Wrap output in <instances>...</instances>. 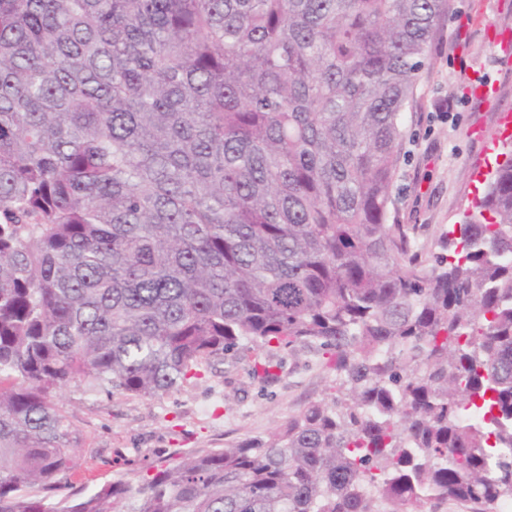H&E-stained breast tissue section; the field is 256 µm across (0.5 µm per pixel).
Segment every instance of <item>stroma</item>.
<instances>
[{"instance_id": "obj_1", "label": "stroma", "mask_w": 512, "mask_h": 512, "mask_svg": "<svg viewBox=\"0 0 512 512\" xmlns=\"http://www.w3.org/2000/svg\"><path fill=\"white\" fill-rule=\"evenodd\" d=\"M449 5L406 112L391 186L398 223L414 226L424 250L461 221L482 196L488 173L512 150V128L499 122L501 115L512 114V62L495 53L482 29L468 23L477 12L512 29V0H449ZM478 76L496 85L495 107L468 96V85ZM449 100L457 107L440 118ZM473 125L483 128L484 139L467 136ZM260 354L255 347L226 353L199 379L156 398L83 386L59 393L56 403L79 446L78 469L57 502L133 471L145 473L163 460L268 435L307 403L324 398L336 377L328 355L299 348L282 351L276 378L264 381L249 372Z\"/></svg>"}]
</instances>
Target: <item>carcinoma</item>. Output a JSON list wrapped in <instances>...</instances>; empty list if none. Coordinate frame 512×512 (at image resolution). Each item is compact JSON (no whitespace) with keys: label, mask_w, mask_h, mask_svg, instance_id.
<instances>
[{"label":"carcinoma","mask_w":512,"mask_h":512,"mask_svg":"<svg viewBox=\"0 0 512 512\" xmlns=\"http://www.w3.org/2000/svg\"><path fill=\"white\" fill-rule=\"evenodd\" d=\"M448 0H0V512L512 500V157L423 257L390 186ZM491 218H486L485 214ZM330 356L266 437L59 511L72 384ZM38 487L32 496L27 489Z\"/></svg>","instance_id":"carcinoma-1"}]
</instances>
